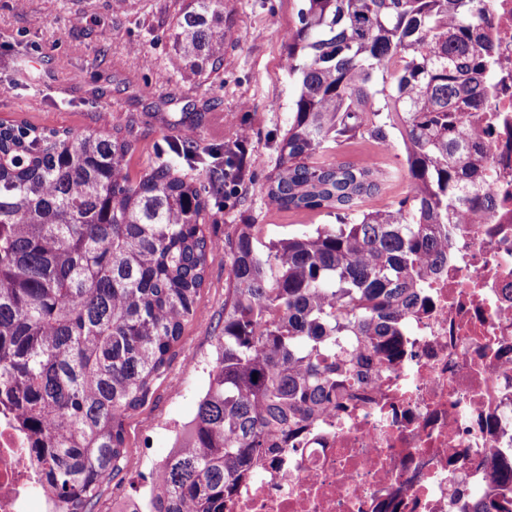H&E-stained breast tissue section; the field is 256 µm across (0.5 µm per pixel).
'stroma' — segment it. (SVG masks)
<instances>
[{"instance_id": "1", "label": "stroma", "mask_w": 512, "mask_h": 512, "mask_svg": "<svg viewBox=\"0 0 512 512\" xmlns=\"http://www.w3.org/2000/svg\"><path fill=\"white\" fill-rule=\"evenodd\" d=\"M185 0H0V121L77 133L100 128L101 117L134 143L126 163L131 177L150 164L171 162L208 188V172L224 165V147L238 128L250 134L247 176L234 193H210L206 234L218 243L252 224L267 242L328 223L321 212L282 211L266 198L297 94L285 66V44L297 23L300 0H226L224 66L198 82L172 64L171 30ZM144 56L148 66L134 58ZM197 129L196 163L170 152L168 142L187 126ZM343 159L400 168L399 144L346 142ZM227 253H217L204 275L202 314L187 324L171 350L148 401L124 420L127 452L102 486L94 512H111L117 496L133 494L150 462L165 456L173 437L163 426L187 421L202 392L200 364L215 357L216 327L224 323Z\"/></svg>"}]
</instances>
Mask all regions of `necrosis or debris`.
<instances>
[{
	"label": "necrosis or debris",
	"instance_id": "4bbe7bcc",
	"mask_svg": "<svg viewBox=\"0 0 512 512\" xmlns=\"http://www.w3.org/2000/svg\"><path fill=\"white\" fill-rule=\"evenodd\" d=\"M495 88L481 113L493 210L450 225L397 354L361 370L224 512H463L512 454V0H488ZM16 414L0 407V512H51Z\"/></svg>",
	"mask_w": 512,
	"mask_h": 512
}]
</instances>
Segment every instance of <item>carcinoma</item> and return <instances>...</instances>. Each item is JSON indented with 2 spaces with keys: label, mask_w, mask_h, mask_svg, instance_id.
I'll return each instance as SVG.
<instances>
[{
  "label": "carcinoma",
  "mask_w": 512,
  "mask_h": 512,
  "mask_svg": "<svg viewBox=\"0 0 512 512\" xmlns=\"http://www.w3.org/2000/svg\"><path fill=\"white\" fill-rule=\"evenodd\" d=\"M485 0H301L289 30L293 116L267 178L280 210L336 223L259 247L230 246L224 332L186 428L151 474L156 494L127 512H224L267 456L341 401L371 357L396 352L420 277L448 257L450 224L492 207L472 118L494 81ZM193 75L224 65V0H190L172 33ZM368 136L399 143L406 195L387 174L339 156ZM132 142L0 124V403L17 412L53 512H92L125 456L124 419L145 404L186 324L198 319L217 250L196 181L169 163L132 180ZM501 487L470 512H512Z\"/></svg>",
  "instance_id": "carcinoma-1"
}]
</instances>
